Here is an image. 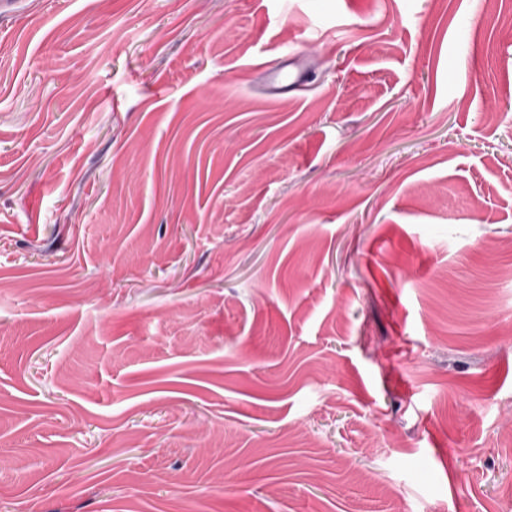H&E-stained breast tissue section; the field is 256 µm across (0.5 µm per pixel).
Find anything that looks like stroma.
<instances>
[{"label": "stroma", "instance_id": "stroma-1", "mask_svg": "<svg viewBox=\"0 0 512 512\" xmlns=\"http://www.w3.org/2000/svg\"><path fill=\"white\" fill-rule=\"evenodd\" d=\"M510 26L0 14V512H512ZM269 83L279 93L288 89V87L295 86L306 75L305 59L302 52L295 54L293 57H288L280 61L279 65L267 70Z\"/></svg>", "mask_w": 512, "mask_h": 512}]
</instances>
